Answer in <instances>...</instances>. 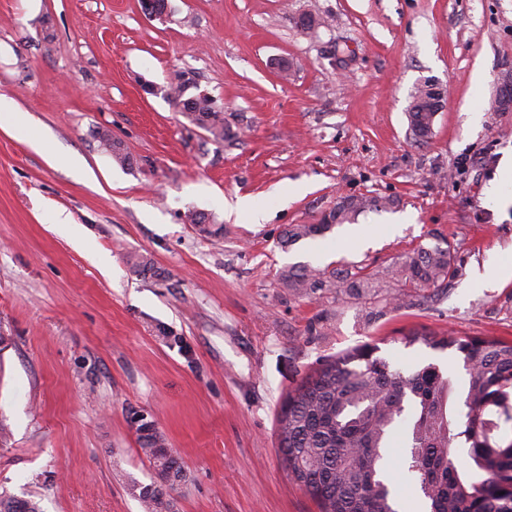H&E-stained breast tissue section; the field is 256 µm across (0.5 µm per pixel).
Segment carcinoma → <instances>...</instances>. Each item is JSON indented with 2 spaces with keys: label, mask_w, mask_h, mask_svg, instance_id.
Listing matches in <instances>:
<instances>
[{
  "label": "carcinoma",
  "mask_w": 512,
  "mask_h": 512,
  "mask_svg": "<svg viewBox=\"0 0 512 512\" xmlns=\"http://www.w3.org/2000/svg\"><path fill=\"white\" fill-rule=\"evenodd\" d=\"M183 72L171 74L162 96L174 107L194 108L186 97ZM429 82L418 88L408 119L413 137L425 138L433 126L423 111L432 99ZM201 127L216 141L235 137L224 112L199 109ZM103 148L123 167L131 157L114 148L111 135L96 131ZM394 200L382 196L348 195L324 213L317 224H289L279 245L286 249L314 239L368 210L386 209ZM199 232L218 238L224 225L199 211L187 215ZM135 273L154 277L157 270L143 255L129 256ZM458 274L450 244L420 246L378 270L365 267L326 272L307 265L280 274L282 285L300 297L329 292L370 305L380 318L384 309L413 308L433 299ZM463 359L467 379L463 393L439 366L428 363L405 370L364 345L323 361L307 374L283 402L277 415V441L288 475L320 506L321 512H398L400 501L385 476V449L395 431H402L403 467L428 506L427 512H512V341L488 337L460 338L412 333L403 338ZM137 443L153 464L155 481L137 487L147 512H162L165 464L154 449L168 447L160 430L137 434ZM467 462L458 463L457 451ZM0 512H41L33 498L0 494Z\"/></svg>",
  "instance_id": "obj_1"
}]
</instances>
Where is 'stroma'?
Instances as JSON below:
<instances>
[{
  "label": "stroma",
  "mask_w": 512,
  "mask_h": 512,
  "mask_svg": "<svg viewBox=\"0 0 512 512\" xmlns=\"http://www.w3.org/2000/svg\"><path fill=\"white\" fill-rule=\"evenodd\" d=\"M170 4L163 24L140 0H0V95L30 116L0 112V492L43 512H144L132 487L154 470L137 411L186 469L174 512H319L278 453L276 416L320 361L373 343L404 368L438 363L459 388L460 356L403 336L512 341V280L477 277L512 265V185L505 202L487 195L512 154V112L492 107L512 69V0ZM303 13L325 26L302 33ZM176 71L223 106L237 141L144 92ZM427 80L448 94L418 143L407 112ZM346 195L395 204L281 249L284 227L318 223ZM238 197L264 221L226 215ZM191 210L223 236H200ZM439 237L458 275L420 308L377 319L279 280L299 264L379 269ZM134 253L158 276L136 275Z\"/></svg>",
  "instance_id": "1"
}]
</instances>
